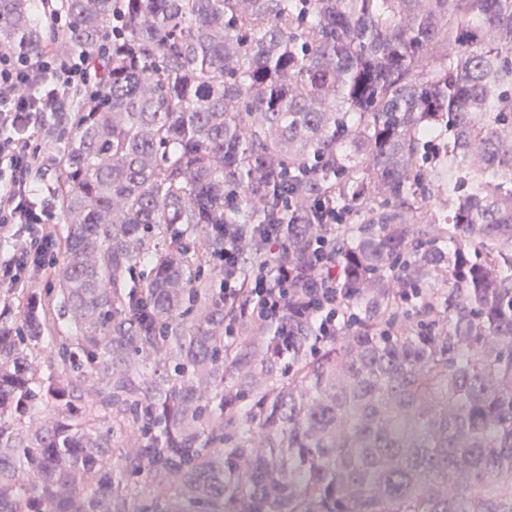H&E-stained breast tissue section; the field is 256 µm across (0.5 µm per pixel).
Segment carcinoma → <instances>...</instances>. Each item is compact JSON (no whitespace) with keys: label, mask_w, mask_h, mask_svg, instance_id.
<instances>
[{"label":"carcinoma","mask_w":512,"mask_h":512,"mask_svg":"<svg viewBox=\"0 0 512 512\" xmlns=\"http://www.w3.org/2000/svg\"><path fill=\"white\" fill-rule=\"evenodd\" d=\"M63 9L105 62L53 287L0 288V512H512V0ZM53 37L0 0V52ZM226 224L242 281L288 225V345L224 342ZM306 288H300L304 310L309 314L319 336H332L336 327L346 318V303L341 299L338 288L322 275L308 280ZM306 283V284H307ZM305 284V285H306Z\"/></svg>","instance_id":"obj_1"}]
</instances>
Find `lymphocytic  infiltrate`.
<instances>
[{
	"mask_svg": "<svg viewBox=\"0 0 512 512\" xmlns=\"http://www.w3.org/2000/svg\"><path fill=\"white\" fill-rule=\"evenodd\" d=\"M98 73L96 55L81 52L61 57L56 43H48L33 58L21 60L0 53V235L9 233L16 224L40 227L26 248L14 250L0 261V287L21 285L18 273L22 259L34 254L45 257L52 236L45 211L33 203L35 182L33 173L45 165L39 135L49 119L63 110L75 88L91 85ZM282 237L271 239L270 260L247 285L238 284L230 268L243 260L241 238L228 235L224 239L222 264L228 273L224 277V304L240 306L249 298L252 313L260 319L277 320V333H288V281L291 273L281 251ZM304 309L319 335L330 336L346 316V303L338 289L322 276L309 280L301 291Z\"/></svg>",
	"mask_w": 512,
	"mask_h": 512,
	"instance_id": "f902f5d3",
	"label": "lymphocytic infiltrate"
}]
</instances>
